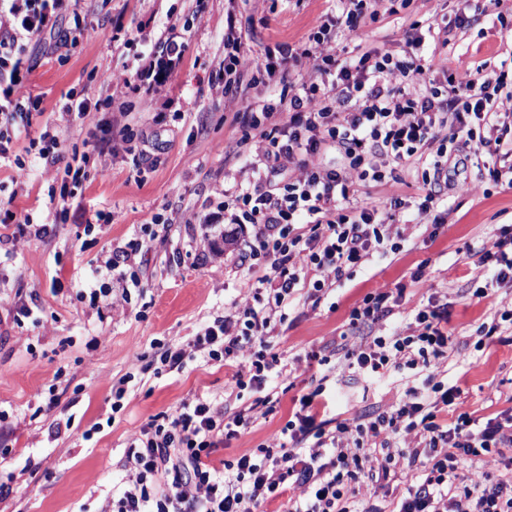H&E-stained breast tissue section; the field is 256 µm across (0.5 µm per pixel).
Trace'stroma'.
<instances>
[{
    "label": "stroma",
    "mask_w": 512,
    "mask_h": 512,
    "mask_svg": "<svg viewBox=\"0 0 512 512\" xmlns=\"http://www.w3.org/2000/svg\"><path fill=\"white\" fill-rule=\"evenodd\" d=\"M205 2L200 14L195 0H80L85 30L67 53L51 51L45 39L27 46L33 69L24 86L40 98L41 109L14 141L15 154L29 168L24 183L15 182L11 162L0 163V202L47 225L49 234L0 249V448L7 451L0 457V482L11 488L0 499V512H111L113 499L135 478L125 461L127 447L153 416L195 398L222 405L229 416L251 408V391H230L234 366L209 360L194 344L257 288V272L239 262L255 228L206 224L202 218L222 201L224 189L242 181L241 168L254 149L234 119L236 111L279 95L281 85L273 81L249 90L231 110L212 96L209 77L224 55L227 9L246 20L245 47L257 59L266 45L307 41L319 21L335 15L336 4L264 0L255 10L249 0ZM460 14L467 18L461 26L454 22ZM116 18L131 32L147 20L158 32L171 23L184 28L185 60L155 96L133 99L135 111L149 115L145 130L155 143L152 153L143 156L117 144L108 175H89L75 187L69 215L61 220L36 141L74 91L94 108L72 130L65 151L87 152L97 121L110 116L102 105L109 93L106 77L130 76L145 50L138 40L104 39L102 26ZM433 22L447 24L448 36L428 42L422 52L427 79L481 65L497 71L512 59V30L501 28L493 14L473 12L464 0H394L392 10L380 11L370 23L364 39L340 30L336 44L348 57L365 47L400 58L406 39ZM170 97L179 102L180 113L162 111ZM456 178L466 181L468 190L449 194L451 214L433 239L412 222L416 185L368 184L373 201L398 196L406 203L391 227L401 237L399 249L352 268L319 302L301 296L290 304L267 340L268 352L288 366L287 376L267 382L277 403L266 415L254 410L248 428L212 455V466L222 468L224 461L267 443L291 418L295 399L319 386L328 401L327 418L351 428L394 410L413 384L410 371L392 370L366 381L349 367L346 355L372 337L406 328L415 310L431 300L447 305L453 341L450 356L438 362V378L462 391L455 405L438 412V422H454L462 413L486 420L512 408V324L500 319L512 309V286L490 287L493 267L479 262L502 229L512 227V188L495 183L480 163L469 164ZM97 212L111 214V223L87 225ZM157 214L174 215L176 221L153 223ZM133 239L142 240L143 250L137 257L139 284L129 288L125 312L93 306L89 290L97 281L126 286L119 273H105L104 267ZM420 267L426 278L413 281ZM484 284L488 297L475 298L474 289ZM378 291L401 292L394 315L351 330L355 303ZM17 299L31 304V317L16 319ZM491 324L498 327L491 342L475 350L479 327ZM169 347L185 351L181 370L161 366L159 358ZM320 356L328 365H317ZM125 377L130 383L123 408L115 413L112 393ZM49 389L58 404L48 412L36 393ZM407 472L401 465L388 479L364 480L355 495L381 512H394Z\"/></svg>",
    "instance_id": "stroma-1"
}]
</instances>
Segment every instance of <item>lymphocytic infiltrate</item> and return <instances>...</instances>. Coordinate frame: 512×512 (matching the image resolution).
<instances>
[{
	"instance_id": "lymphocytic-infiltrate-1",
	"label": "lymphocytic infiltrate",
	"mask_w": 512,
	"mask_h": 512,
	"mask_svg": "<svg viewBox=\"0 0 512 512\" xmlns=\"http://www.w3.org/2000/svg\"><path fill=\"white\" fill-rule=\"evenodd\" d=\"M83 17L69 0H0V161L13 154V134L25 129L38 97L25 93L23 79L32 66L27 41L55 34V49L68 47ZM148 42L132 76L110 82L107 100L116 114L100 129L93 150L97 175H105L112 144L129 142L132 125L143 119L126 103L129 94L152 96L183 63L187 43L176 24L152 36L149 23L137 29ZM236 13L224 22V57L212 89L220 95H241L258 83L253 57L244 45ZM409 52L397 59L368 50L341 57L327 23H320L307 42L277 43L265 49L267 76L286 75L310 61L307 77L282 88L277 104L241 113L242 123L258 143L250 162L252 178L224 193L223 216L209 214L206 223L252 224L255 241L247 261H264L269 271L259 278L262 296L215 320L196 345L210 360L227 361L248 354L249 363L233 379L237 390L256 392L258 407H272L264 386L270 373H286L278 355L248 352L284 320V310L299 291L309 297L326 293L345 270L386 252L389 226L403 208L401 198L388 206L362 200L369 182L397 180L401 168L422 172V196L414 217L429 236L447 223L441 191L466 190L449 182V168L485 154H503L492 168L495 182L512 188V148L502 137L512 127V113L501 111L506 76L482 69L444 73L427 84L420 63L423 38L408 40ZM87 99L69 95L58 116L39 135L43 173L59 178L61 201L86 176L85 161L64 156L67 133L90 114ZM452 128L461 135L454 152L439 144V133ZM447 305L429 302L414 314L410 332L376 336L350 353V367L366 378L390 370L420 371L390 412L367 423L334 430L315 421L313 395L302 396L303 408L269 443L254 452L225 461L223 470L211 455L251 422L249 413L225 417L212 403L198 398L169 414L151 419L130 443L126 461L135 472L132 485L112 503V512H260L279 497L284 485L299 494L285 512H351L353 486L362 478L385 476L407 463L419 479L402 493L397 512H512V481L464 479L462 462L512 449V410L486 422L458 415L453 426L436 420L439 408L460 397L459 387L440 381L436 362L452 350L442 323ZM414 435L411 448L391 447L390 436Z\"/></svg>"
}]
</instances>
